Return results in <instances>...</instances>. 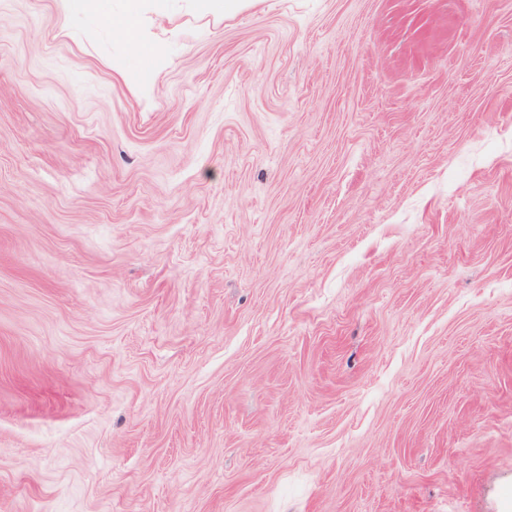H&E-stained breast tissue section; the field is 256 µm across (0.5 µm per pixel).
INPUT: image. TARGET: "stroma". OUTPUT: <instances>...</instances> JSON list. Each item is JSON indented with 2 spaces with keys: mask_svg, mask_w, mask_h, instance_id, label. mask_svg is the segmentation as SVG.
Listing matches in <instances>:
<instances>
[{
  "mask_svg": "<svg viewBox=\"0 0 512 512\" xmlns=\"http://www.w3.org/2000/svg\"><path fill=\"white\" fill-rule=\"evenodd\" d=\"M0 0V512H512V0ZM60 16L66 22L76 14H98L102 0H56ZM140 2L141 0H129L124 15L120 20L113 22V34L135 50H140L148 42L142 33Z\"/></svg>",
  "mask_w": 512,
  "mask_h": 512,
  "instance_id": "35a3bbf8",
  "label": "stroma"
}]
</instances>
